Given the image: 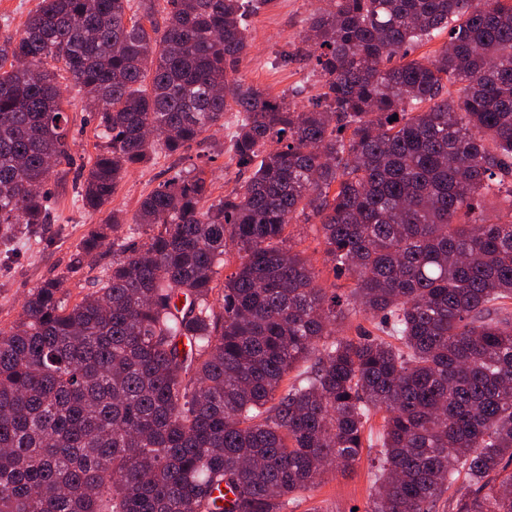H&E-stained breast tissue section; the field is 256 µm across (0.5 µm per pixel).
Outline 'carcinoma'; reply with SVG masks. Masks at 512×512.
<instances>
[{"mask_svg": "<svg viewBox=\"0 0 512 512\" xmlns=\"http://www.w3.org/2000/svg\"><path fill=\"white\" fill-rule=\"evenodd\" d=\"M155 2L40 0L0 37V240L49 223L62 72L104 140L85 210L231 106L252 172L214 201L204 170L174 172L95 290L71 304L48 280L0 329V512H286L359 463L379 412L368 512H438L447 492L452 512H512V0H326L285 53L322 77L308 107L238 76L256 0H166L161 24ZM360 312L386 338L336 336ZM307 227V225H306ZM303 224H293L290 227V231L294 234L296 240L302 239V244L298 247L299 249H307L306 254L313 260V263L319 268L322 273L321 276L324 279V284L329 287L332 283H336V288H339L338 292H349L347 286L350 281L345 278L334 280L333 274L329 271V265H325L323 261L322 252H313L316 247V242L313 241V235L309 227L306 228Z\"/></svg>", "mask_w": 512, "mask_h": 512, "instance_id": "obj_1", "label": "carcinoma"}]
</instances>
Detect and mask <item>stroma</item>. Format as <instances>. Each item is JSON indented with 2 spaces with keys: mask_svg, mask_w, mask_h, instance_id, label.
Returning a JSON list of instances; mask_svg holds the SVG:
<instances>
[{
  "mask_svg": "<svg viewBox=\"0 0 512 512\" xmlns=\"http://www.w3.org/2000/svg\"><path fill=\"white\" fill-rule=\"evenodd\" d=\"M315 6V0H268L252 13L247 19L250 49L239 66L240 76L266 88L271 96L309 103L319 90V73L311 63L298 59L286 62L281 54L291 50ZM62 102L69 116V135L75 140L72 161L65 181L52 180L46 186L52 200L51 223L20 230L11 242H0V329L20 320L25 298L42 282L64 277L63 290L69 301L75 302L92 291L112 263V245L107 242L87 257L80 269L70 267L79 241L97 231L106 215L88 213L76 198L77 173L90 166L101 149L97 122L87 110L86 95L79 87L65 86ZM234 131L235 115L226 113L223 126L212 131L209 141L180 154L159 156L154 163L132 170L120 182L112 208L124 218H133L142 198L159 182L176 170L193 166L205 170L212 182L213 198H222L249 176L233 158ZM377 458V448H367L350 473H324L310 496L290 505L288 512H366Z\"/></svg>",
  "mask_w": 512,
  "mask_h": 512,
  "instance_id": "obj_1",
  "label": "stroma"
}]
</instances>
